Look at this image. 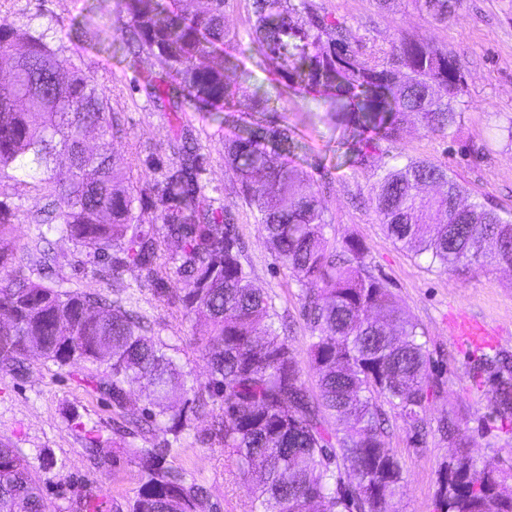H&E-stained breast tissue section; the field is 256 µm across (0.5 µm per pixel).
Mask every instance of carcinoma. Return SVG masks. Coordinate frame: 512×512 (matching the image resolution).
Wrapping results in <instances>:
<instances>
[{"label": "carcinoma", "mask_w": 512, "mask_h": 512, "mask_svg": "<svg viewBox=\"0 0 512 512\" xmlns=\"http://www.w3.org/2000/svg\"><path fill=\"white\" fill-rule=\"evenodd\" d=\"M122 0L128 48L145 52L176 88L225 109L268 108L236 86L217 59L224 50V0ZM420 11L446 23L462 0H415ZM250 39L285 85L299 92L333 89L350 119L380 141L396 143L417 119L445 136L466 101L460 55L402 35L390 51L365 54L343 26L314 13L311 0H253ZM48 31L0 24V178L15 192L0 198V236L19 223L30 197L45 205L27 213L46 227L34 240V265L46 273L56 255L40 249L45 232L70 240L95 269L132 267L140 286L178 308L199 331L194 347L208 380L187 385L169 354L149 335L143 316L119 298L34 281L0 256V371L19 370L28 354L63 367L104 363L95 387L122 412L132 395L144 401L141 419L123 430L149 438L129 462L140 487L115 512H199L206 488L173 465L175 446L199 418H210L205 439L224 450L251 484L254 512H393L403 467L386 447L389 417L411 439L428 434L426 404L442 385L427 369L424 332L365 262V245L331 243L325 199L288 161L286 129H253L224 141V160L276 259L302 287L301 312L310 330L309 365L318 373L310 393L301 361L276 327L272 298L254 287L242 263L235 217L213 208L200 183L206 158L187 138L175 139L178 162L162 177L133 183L135 160L115 164L121 132L108 103ZM98 132L88 145L87 133ZM24 160L41 170L28 183L10 174ZM435 186L440 191L426 194ZM448 168L401 156L379 175L370 202L389 238L445 271L493 264L512 270V217L481 203L467 204ZM149 201L162 229L144 224L134 203ZM179 251L166 253L169 242ZM182 284L167 292L171 275ZM489 373L490 401L512 422V360L481 353L474 373ZM390 410H385L384 406ZM437 431L456 448L438 474L435 512H512V465L480 470L467 451L456 417ZM41 478L18 449L0 442V512H51Z\"/></svg>", "instance_id": "obj_1"}]
</instances>
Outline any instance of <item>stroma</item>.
<instances>
[{"label":"stroma","instance_id":"1","mask_svg":"<svg viewBox=\"0 0 512 512\" xmlns=\"http://www.w3.org/2000/svg\"><path fill=\"white\" fill-rule=\"evenodd\" d=\"M317 11L344 22L347 36L363 52L386 50L403 34L434 42L460 54L466 74L467 103L447 136L426 133L408 124L398 144L382 143L379 152L358 163L357 135L337 121L334 105L313 94L294 93L273 71L249 38L255 20L253 0H225L230 19L224 64L256 97H269L276 109L229 112L180 94L158 105L148 81L168 78L147 55H135L119 33L127 17L120 0H0V24L48 30L55 45L96 84L106 98L122 133L115 139L119 158L135 153L143 159V179L160 177L175 163L169 148L175 135L192 137L207 158L200 181L217 204L231 206L237 231L246 245L242 256L253 282L275 302L289 342L306 359L309 332L301 313L300 284L266 246L238 187L224 167L223 141L247 128L287 129L291 157L320 187L327 200L329 235L336 243L360 239L367 247L370 272L390 289L413 321L426 333L431 367L444 383L429 398L426 418L436 423L446 414L464 419L469 451L479 467L497 469L512 463V425L496 416L489 387L472 371V347L449 334L453 316L464 314L495 330V350L512 356V274L494 268L448 273L429 267L392 243L370 202V189L381 169L394 165L399 151L447 165L465 186L469 200L488 201L501 215H512V138L504 126L512 116V0H463L448 23L422 15L414 0H313ZM59 263L54 274L70 289L113 291L128 298L152 327V334L178 348L177 360L195 384L208 369L200 353L190 349L196 328L175 307L158 302L139 285L131 268L101 273L82 264L73 244L52 237ZM92 364L57 367L30 355L23 375L0 372V442L11 443L40 473L43 493L55 512H77L82 497L97 496L102 512L125 504L139 488L136 467L127 446L132 437L117 434L121 418L141 414L142 401H131L124 416L100 394L88 376ZM207 420L194 422L192 432L175 454L174 463L203 484L218 512H251L250 491L229 465L222 450L201 443ZM403 465L396 512H433L440 468L454 448L439 434L412 443L405 429L395 428L387 441ZM52 456L53 472L43 473L42 459Z\"/></svg>","mask_w":512,"mask_h":512}]
</instances>
